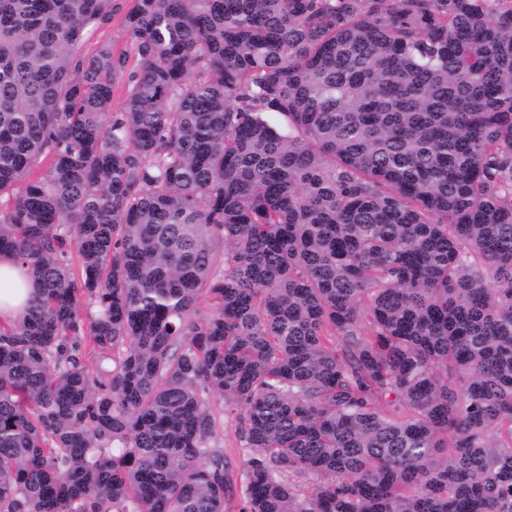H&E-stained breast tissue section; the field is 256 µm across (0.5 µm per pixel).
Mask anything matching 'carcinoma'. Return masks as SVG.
<instances>
[{"label": "carcinoma", "instance_id": "obj_1", "mask_svg": "<svg viewBox=\"0 0 512 512\" xmlns=\"http://www.w3.org/2000/svg\"><path fill=\"white\" fill-rule=\"evenodd\" d=\"M112 11L0 0V512H512V0ZM114 1H116V4H121L119 5L120 9H117L114 12L112 23L107 27L98 30L91 38L90 43L86 45V48L95 49L100 44H111L112 49L117 53L124 51L130 55V64L132 66L135 62V57L133 55L132 41L124 22L126 5L121 2L127 0ZM36 288L27 268L9 254L0 255V322L21 320L34 297ZM217 444L220 448L224 449V463L227 469L232 475V479L236 485L232 494L230 495V511L227 512H239L234 507L239 496L237 488V478L240 477L242 471L244 457L242 450L239 447V440L237 436V424L230 418H224V434H220V439L217 440Z\"/></svg>", "mask_w": 512, "mask_h": 512}]
</instances>
